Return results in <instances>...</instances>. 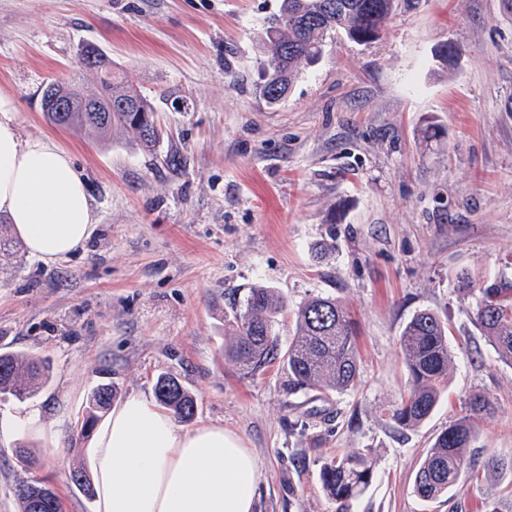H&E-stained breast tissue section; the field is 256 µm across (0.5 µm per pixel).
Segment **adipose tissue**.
I'll return each mask as SVG.
<instances>
[{
  "mask_svg": "<svg viewBox=\"0 0 512 512\" xmlns=\"http://www.w3.org/2000/svg\"><path fill=\"white\" fill-rule=\"evenodd\" d=\"M14 99L0 93V213L34 258L72 255L96 230L93 201L71 157L51 138H21ZM96 512H255L260 467L218 423L186 429L131 393L86 450Z\"/></svg>",
  "mask_w": 512,
  "mask_h": 512,
  "instance_id": "obj_1",
  "label": "adipose tissue"
}]
</instances>
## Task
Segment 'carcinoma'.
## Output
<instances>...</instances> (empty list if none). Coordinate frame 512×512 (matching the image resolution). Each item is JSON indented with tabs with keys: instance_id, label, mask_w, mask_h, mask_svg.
<instances>
[{
	"instance_id": "cac0c4a2",
	"label": "carcinoma",
	"mask_w": 512,
	"mask_h": 512,
	"mask_svg": "<svg viewBox=\"0 0 512 512\" xmlns=\"http://www.w3.org/2000/svg\"><path fill=\"white\" fill-rule=\"evenodd\" d=\"M289 8L269 22L271 69L261 93L276 106L284 101L299 74L301 62L311 63L321 55L327 36L340 31L350 40L375 42L389 20L409 0H285ZM94 59H84L88 69L100 80L98 95L84 98L71 84L53 81L46 84L42 106L49 121L60 127L80 126L107 140L113 131L131 130L140 143L151 147L158 136L151 102L128 84L112 66V60L93 48ZM66 99L73 112H53L54 99ZM459 287L476 296L473 321L485 336L500 361L512 365V285L478 288L462 276ZM288 313V301L276 289L258 287L238 309L224 316V327L236 341L227 352L239 373L255 378L268 367L281 363L288 377V391L346 392L356 388L359 377L357 329L349 312L335 298L315 295L295 311L294 338L282 349L276 326ZM399 345L409 374V389L400 402L391 406L388 417L399 428L423 423L437 406L448 381L452 355L448 327L431 311L415 314L403 328ZM50 366L34 352L0 353V396L24 401L42 389ZM117 395L111 384L96 386L89 398L87 416L77 430V439L90 436L100 413L109 409ZM155 395L160 404L181 422L193 419L197 398L170 375L158 376ZM494 414L493 402L483 393L471 395L464 415L452 421L423 455L414 478L417 495L435 500L447 495L469 474L465 455L484 423ZM376 478L371 450L355 448L329 461L320 469V488L336 502L338 512L362 495ZM34 487L23 482L16 488L20 512H34Z\"/></svg>"
}]
</instances>
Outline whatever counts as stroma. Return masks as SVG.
Masks as SVG:
<instances>
[{
    "label": "stroma",
    "instance_id": "35a3bbf8",
    "mask_svg": "<svg viewBox=\"0 0 512 512\" xmlns=\"http://www.w3.org/2000/svg\"><path fill=\"white\" fill-rule=\"evenodd\" d=\"M282 0H0V91L22 137L68 152L94 201L83 250L36 260L0 215V352L51 365L34 397L0 399V512L15 488L48 480L62 512H94L71 480L85 442L71 443L93 387L153 397L169 373L197 398L196 421L240 435L260 463L256 512H336L321 463L372 451L377 477L352 512H512V473L426 501L418 464L470 395L494 416L466 450L483 468L512 454V367L471 318L479 287L512 283V0H411L379 41L329 39L288 97L261 95L268 19ZM96 44L150 100L154 150L119 131L99 141L46 121L42 91L97 78L81 56ZM441 129L427 141V122ZM295 307L336 298L359 326L360 384L327 396L292 393L279 366L241 377L224 350V316L250 289ZM450 330L454 366L420 426L386 417L408 388L398 344L418 311ZM37 413L46 435L20 423ZM28 446L39 464L12 454ZM306 466H299V459Z\"/></svg>",
    "mask_w": 512,
    "mask_h": 512
}]
</instances>
